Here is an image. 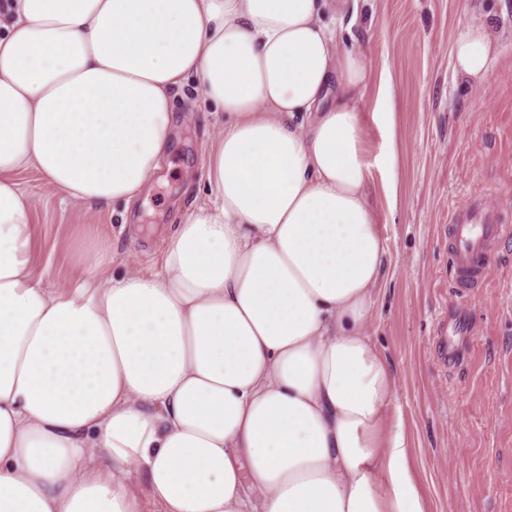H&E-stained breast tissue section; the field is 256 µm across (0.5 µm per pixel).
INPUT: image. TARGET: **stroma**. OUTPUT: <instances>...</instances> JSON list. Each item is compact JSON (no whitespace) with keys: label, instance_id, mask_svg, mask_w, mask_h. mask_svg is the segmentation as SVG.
Masks as SVG:
<instances>
[{"label":"stroma","instance_id":"35a3bbf8","mask_svg":"<svg viewBox=\"0 0 512 512\" xmlns=\"http://www.w3.org/2000/svg\"><path fill=\"white\" fill-rule=\"evenodd\" d=\"M496 40L482 80L455 71L453 47L468 28ZM344 47L367 58L372 79L363 122L368 157L393 147V169L372 168L371 199L388 253L370 333L388 357L413 463L430 512H512V237L488 255L482 284L457 292L443 226L451 209L477 203L512 225V0H357ZM383 98L390 130L372 117ZM185 87L177 136L160 172L130 206L76 205L33 171L19 183L48 288L68 283L87 234L108 239L124 268L153 271L169 237L205 185L217 119ZM464 317L459 366L432 349L444 318Z\"/></svg>","mask_w":512,"mask_h":512}]
</instances>
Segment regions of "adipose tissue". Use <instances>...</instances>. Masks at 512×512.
Returning a JSON list of instances; mask_svg holds the SVG:
<instances>
[{
    "label": "adipose tissue",
    "mask_w": 512,
    "mask_h": 512,
    "mask_svg": "<svg viewBox=\"0 0 512 512\" xmlns=\"http://www.w3.org/2000/svg\"><path fill=\"white\" fill-rule=\"evenodd\" d=\"M346 0H11L0 15V512H429L369 324L386 267ZM469 29L456 70L484 76ZM220 116L156 270L35 273L36 170L128 203L186 84Z\"/></svg>",
    "instance_id": "obj_1"
}]
</instances>
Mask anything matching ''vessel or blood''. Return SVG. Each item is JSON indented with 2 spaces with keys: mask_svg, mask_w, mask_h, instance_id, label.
<instances>
[{
  "mask_svg": "<svg viewBox=\"0 0 512 512\" xmlns=\"http://www.w3.org/2000/svg\"><path fill=\"white\" fill-rule=\"evenodd\" d=\"M512 234V225L478 204L456 208L448 216L447 241L461 285L480 280L494 243Z\"/></svg>",
  "mask_w": 512,
  "mask_h": 512,
  "instance_id": "vessel-or-blood-1",
  "label": "vessel or blood"
}]
</instances>
